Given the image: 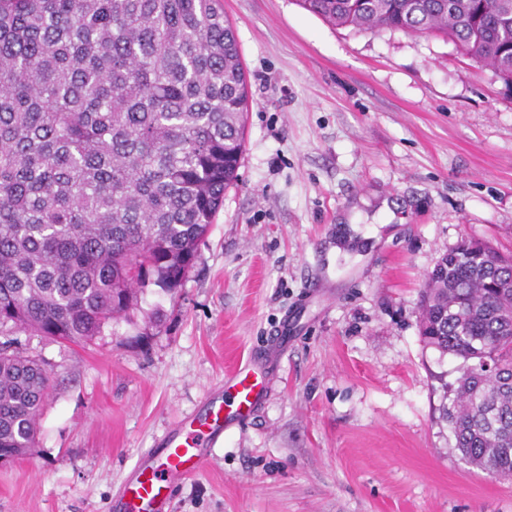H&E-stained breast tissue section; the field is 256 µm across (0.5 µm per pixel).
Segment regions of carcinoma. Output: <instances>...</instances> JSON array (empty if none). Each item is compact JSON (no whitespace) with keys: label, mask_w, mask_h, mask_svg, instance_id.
Listing matches in <instances>:
<instances>
[{"label":"carcinoma","mask_w":512,"mask_h":512,"mask_svg":"<svg viewBox=\"0 0 512 512\" xmlns=\"http://www.w3.org/2000/svg\"><path fill=\"white\" fill-rule=\"evenodd\" d=\"M334 28L451 41L512 87V0H297ZM249 78L223 0H0V453L36 445L50 373L17 331L87 343L172 292L238 181ZM512 254L428 273L423 343L461 360L455 448L512 479Z\"/></svg>","instance_id":"1"}]
</instances>
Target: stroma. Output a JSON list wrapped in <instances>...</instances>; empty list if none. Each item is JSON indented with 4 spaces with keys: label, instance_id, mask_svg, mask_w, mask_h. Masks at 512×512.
I'll return each instance as SVG.
<instances>
[{
    "label": "stroma",
    "instance_id": "1",
    "mask_svg": "<svg viewBox=\"0 0 512 512\" xmlns=\"http://www.w3.org/2000/svg\"><path fill=\"white\" fill-rule=\"evenodd\" d=\"M252 106L239 181L183 285L87 344L19 333L49 394L0 512H112L124 476L237 360L288 343L271 392L172 512H512L440 417L459 359L419 291L475 237L512 252V88L443 38L331 28L296 0H224Z\"/></svg>",
    "mask_w": 512,
    "mask_h": 512
}]
</instances>
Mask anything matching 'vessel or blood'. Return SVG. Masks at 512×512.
Wrapping results in <instances>:
<instances>
[{
	"mask_svg": "<svg viewBox=\"0 0 512 512\" xmlns=\"http://www.w3.org/2000/svg\"><path fill=\"white\" fill-rule=\"evenodd\" d=\"M284 346L276 337L261 355L236 366L225 382L232 399L213 395L203 415L189 416L165 432L125 477L114 512H172L173 487L197 472L227 428L244 423L263 403Z\"/></svg>",
	"mask_w": 512,
	"mask_h": 512,
	"instance_id": "1",
	"label": "vessel or blood"
}]
</instances>
